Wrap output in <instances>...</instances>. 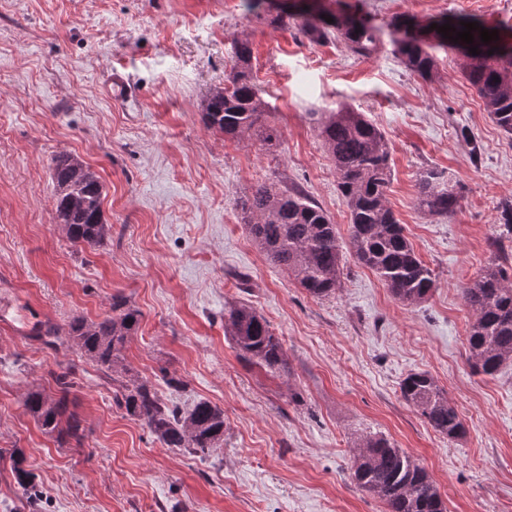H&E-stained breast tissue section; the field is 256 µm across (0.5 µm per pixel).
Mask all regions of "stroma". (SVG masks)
<instances>
[{
	"label": "stroma",
	"mask_w": 512,
	"mask_h": 512,
	"mask_svg": "<svg viewBox=\"0 0 512 512\" xmlns=\"http://www.w3.org/2000/svg\"><path fill=\"white\" fill-rule=\"evenodd\" d=\"M242 0H0V512H386L351 478L356 442L382 436L423 466L447 512H512V367L476 373L466 336L467 283L494 260L501 205L512 200V142L439 53L410 71L385 34L401 15H476L512 26V0H345L382 32L374 53L335 36L246 14ZM253 48L256 84L281 138L229 140L208 129L203 99L232 70L233 42ZM118 71L129 90L111 96ZM344 104L390 147L386 197L436 279L405 305L352 257L334 295H308L253 243L240 200L260 183L303 189L349 237L336 170L308 119ZM481 147L470 153L471 142ZM68 152L100 175L112 237L73 247L54 218L52 159ZM427 168L462 185L456 213L422 215ZM123 294L141 314L125 362L181 409L224 411V444L166 447L118 408L102 373L36 330L98 320ZM251 305L281 340L290 375L239 356L224 306ZM72 371L78 438L58 442L25 411L32 386ZM425 371L466 434L436 433L401 396ZM181 379L182 387L166 384ZM43 492L31 505L13 453Z\"/></svg>",
	"instance_id": "35a3bbf8"
}]
</instances>
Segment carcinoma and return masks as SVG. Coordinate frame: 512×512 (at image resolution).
Segmentation results:
<instances>
[{
	"label": "carcinoma",
	"instance_id": "cac0c4a2",
	"mask_svg": "<svg viewBox=\"0 0 512 512\" xmlns=\"http://www.w3.org/2000/svg\"><path fill=\"white\" fill-rule=\"evenodd\" d=\"M312 12L278 14L273 23L289 19L306 36L320 40L331 33L342 38L357 54L375 51L378 29L357 23L354 16L333 8L341 0H317ZM333 18L328 23L325 18ZM477 22L471 31L478 54L463 41L450 37L462 31L461 22ZM450 24L442 37L431 25ZM396 32L422 30L423 39H395L393 45L406 67L424 79L433 77L436 52L451 51L462 60L466 80L472 85L497 126L512 139V34L498 31L499 39L484 43L480 29L492 30L474 17H439L420 20L413 16L393 20ZM493 54H488V51ZM253 49L244 38L234 44V66L229 87L209 92L202 104L204 124L228 139L251 136L271 146L277 129L266 116L269 105L252 75ZM328 156L334 163L337 187L347 208L352 256L370 268L393 297L407 305L428 299L435 289L432 271L417 256L404 229L387 204L389 145L383 132L367 116L340 105L334 112H311ZM56 223L74 245L101 246L111 236L112 225L104 216V184L96 171L68 153L52 160ZM417 204L428 217L449 218L461 200V186L451 174L429 168L418 180ZM244 223L253 242L276 267L288 272L311 296L325 298L340 287L343 251L336 225L329 215L299 188L281 189L262 183L241 200ZM463 298L474 319L467 332L469 362L473 370L496 375L512 365V274L491 262L463 288ZM112 314L100 321L74 316L63 326L46 324L37 335L66 337L71 346L94 363L112 383L114 399L126 413L140 421L169 448L189 454L213 451L224 442V410L200 400L186 410L166 404L152 383L124 364L123 350L140 326V311L121 296L112 297ZM224 335L231 337L239 355L270 373L290 372L280 339L267 320L252 306L235 302L224 308ZM68 374L55 377L61 389L56 398L35 387L24 396V407L47 435L63 438L60 428L66 413ZM401 396L420 411L434 431L450 440L465 434L455 407L426 372L408 374L400 384ZM18 483L35 488L34 476L13 458ZM352 480L384 502L387 512H447L441 495L426 469L411 455L384 437H368L357 445Z\"/></svg>",
	"mask_w": 512,
	"mask_h": 512
}]
</instances>
